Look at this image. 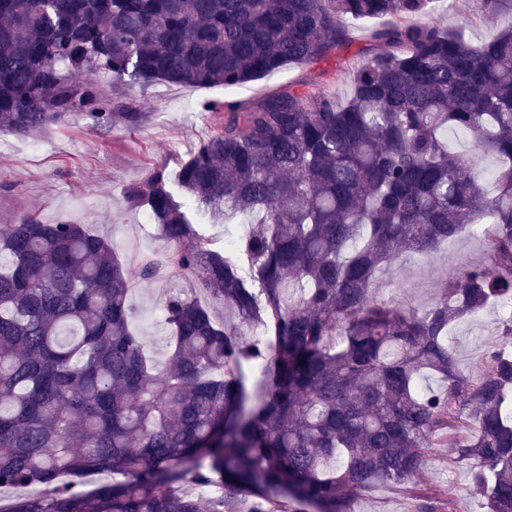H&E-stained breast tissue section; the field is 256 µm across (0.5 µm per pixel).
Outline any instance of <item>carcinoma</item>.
<instances>
[{"mask_svg": "<svg viewBox=\"0 0 512 512\" xmlns=\"http://www.w3.org/2000/svg\"><path fill=\"white\" fill-rule=\"evenodd\" d=\"M434 2L0 0V131L22 134L72 115L140 125L80 72L234 88L335 52L349 20L381 21L346 100L320 86L207 102L222 121L174 176L127 191L174 245L166 371L128 304L162 263L130 271L85 224L0 226V488L40 487L0 512H353L373 485L413 488L441 439L487 512H512V316L478 375L448 340L512 302V26L473 45L426 20ZM503 14L512 0L476 2L485 22ZM450 129L474 155L448 148ZM179 191L248 232L214 246ZM470 227L493 272L463 268L425 309L375 297L379 269ZM103 471L125 479L63 481Z\"/></svg>", "mask_w": 512, "mask_h": 512, "instance_id": "carcinoma-1", "label": "carcinoma"}]
</instances>
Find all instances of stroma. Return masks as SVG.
<instances>
[{
	"label": "stroma",
	"mask_w": 512,
	"mask_h": 512,
	"mask_svg": "<svg viewBox=\"0 0 512 512\" xmlns=\"http://www.w3.org/2000/svg\"><path fill=\"white\" fill-rule=\"evenodd\" d=\"M474 6V0H438L434 18L442 26L462 31L474 45L490 41L500 28L512 24L507 15L491 23L480 21ZM350 36L336 53L232 89L166 83L142 86L97 75L113 111L144 113L143 122L135 128L117 123L100 131L82 118L68 117L30 135L0 132V141L7 145L0 150V225L18 223L25 216L45 224H86L112 241L127 267L134 266L139 255H165L170 244L145 211L128 206L127 190L143 184L154 170L175 171L210 134L216 117L203 111L204 102L255 100L272 89L322 83L334 88L339 98H347L351 87L341 69L343 62H359L375 49L365 26H351ZM486 263L478 234L470 232L449 241L436 257L414 254L382 270L377 295L425 308L433 303L443 279L463 266ZM178 280L171 268L153 282L133 281L129 292L134 326L160 370L166 367L171 344L162 302ZM502 317L501 310L491 305L481 316L451 327L448 339L466 371L482 370L487 351L498 339ZM424 495L454 502L459 512H480L468 467L455 462L445 446L435 448L417 491L377 484L358 495L354 512H418Z\"/></svg>",
	"instance_id": "35a3bbf8"
}]
</instances>
